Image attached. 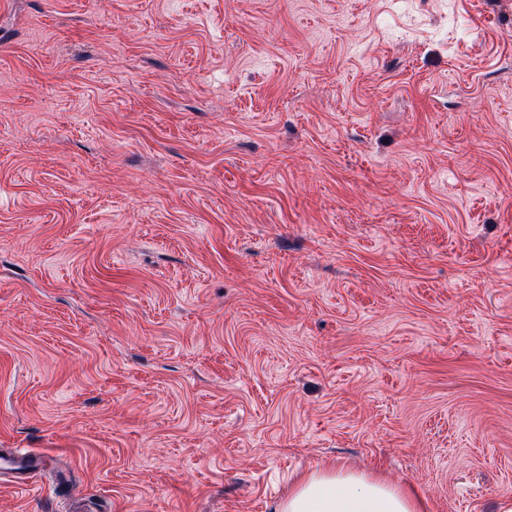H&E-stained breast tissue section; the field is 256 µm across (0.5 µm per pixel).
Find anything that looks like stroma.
Listing matches in <instances>:
<instances>
[{"label": "stroma", "instance_id": "stroma-1", "mask_svg": "<svg viewBox=\"0 0 512 512\" xmlns=\"http://www.w3.org/2000/svg\"><path fill=\"white\" fill-rule=\"evenodd\" d=\"M0 448L108 512L512 498V0H0ZM411 490L379 477L327 467L301 478L277 512H422Z\"/></svg>", "mask_w": 512, "mask_h": 512}]
</instances>
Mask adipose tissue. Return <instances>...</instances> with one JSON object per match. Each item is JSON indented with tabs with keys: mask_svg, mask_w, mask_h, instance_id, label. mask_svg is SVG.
<instances>
[{
	"mask_svg": "<svg viewBox=\"0 0 512 512\" xmlns=\"http://www.w3.org/2000/svg\"><path fill=\"white\" fill-rule=\"evenodd\" d=\"M411 490L379 477L328 467L301 478L277 512H422Z\"/></svg>",
	"mask_w": 512,
	"mask_h": 512,
	"instance_id": "ef3b65f1",
	"label": "adipose tissue"
}]
</instances>
